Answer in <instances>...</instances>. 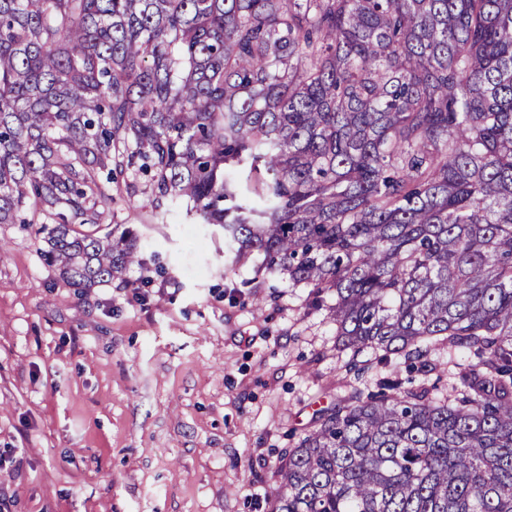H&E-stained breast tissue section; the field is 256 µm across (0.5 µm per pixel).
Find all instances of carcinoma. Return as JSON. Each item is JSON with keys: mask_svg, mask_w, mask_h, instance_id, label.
<instances>
[{"mask_svg": "<svg viewBox=\"0 0 512 512\" xmlns=\"http://www.w3.org/2000/svg\"><path fill=\"white\" fill-rule=\"evenodd\" d=\"M139 172L331 294L346 367L477 358L450 396L387 377L321 410L271 512H512V0H0V224L110 282Z\"/></svg>", "mask_w": 512, "mask_h": 512, "instance_id": "cac0c4a2", "label": "carcinoma"}]
</instances>
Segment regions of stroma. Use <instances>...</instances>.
I'll return each instance as SVG.
<instances>
[{
  "mask_svg": "<svg viewBox=\"0 0 512 512\" xmlns=\"http://www.w3.org/2000/svg\"><path fill=\"white\" fill-rule=\"evenodd\" d=\"M135 182L112 221L142 261L85 292L0 225V512H271L288 448L386 369L347 371L308 287Z\"/></svg>",
  "mask_w": 512,
  "mask_h": 512,
  "instance_id": "obj_1",
  "label": "stroma"
}]
</instances>
